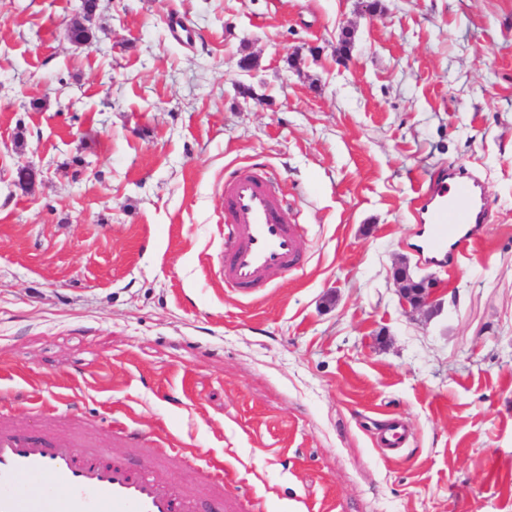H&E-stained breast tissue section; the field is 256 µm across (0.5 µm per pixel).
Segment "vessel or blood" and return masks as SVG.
Here are the masks:
<instances>
[{"instance_id": "1", "label": "vessel or blood", "mask_w": 512, "mask_h": 512, "mask_svg": "<svg viewBox=\"0 0 512 512\" xmlns=\"http://www.w3.org/2000/svg\"><path fill=\"white\" fill-rule=\"evenodd\" d=\"M419 249L447 265L484 236L488 200L463 172H435L414 199ZM225 288L255 294L303 262L302 227L285 220V197L268 174L238 171L224 181ZM167 461L131 464L54 428L34 436L0 414V512H199L195 495L166 478Z\"/></svg>"}]
</instances>
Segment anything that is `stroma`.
Wrapping results in <instances>:
<instances>
[{
  "label": "stroma",
  "mask_w": 512,
  "mask_h": 512,
  "mask_svg": "<svg viewBox=\"0 0 512 512\" xmlns=\"http://www.w3.org/2000/svg\"><path fill=\"white\" fill-rule=\"evenodd\" d=\"M80 4L0 0L14 422L66 404L96 447L132 424L152 457L219 460L223 512H512V0H100L77 46ZM452 165L489 220L446 269L411 201ZM245 167L280 178L306 257L251 297L217 274ZM400 262L440 280L434 314L401 307ZM392 417L396 452L374 440Z\"/></svg>",
  "instance_id": "1"
}]
</instances>
